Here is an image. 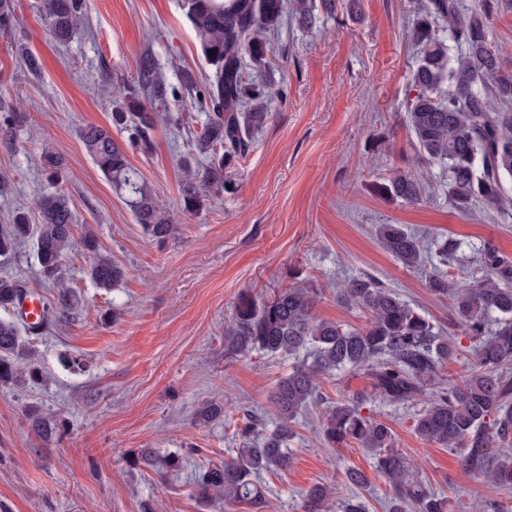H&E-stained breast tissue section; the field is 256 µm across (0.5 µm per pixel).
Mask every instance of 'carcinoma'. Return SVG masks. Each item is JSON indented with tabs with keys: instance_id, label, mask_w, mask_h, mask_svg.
Returning a JSON list of instances; mask_svg holds the SVG:
<instances>
[{
	"instance_id": "cac0c4a2",
	"label": "carcinoma",
	"mask_w": 512,
	"mask_h": 512,
	"mask_svg": "<svg viewBox=\"0 0 512 512\" xmlns=\"http://www.w3.org/2000/svg\"><path fill=\"white\" fill-rule=\"evenodd\" d=\"M38 10L58 43H66L83 22L82 0H37ZM202 56L212 77L198 84L193 71L180 73V86L198 95L205 110L191 145L204 163L186 167L180 186L183 209L199 210L205 192H223L229 182L224 171L246 158L255 133L270 119L277 94L269 76L249 77L245 61L266 69L273 54L270 36L285 16V0H181ZM503 0H481L464 8L462 0H416L410 42L418 48L405 101L406 127L415 157L378 183L381 194L416 204L426 187L413 166L438 165L447 174L448 200L463 216L481 204L512 223V70L503 67L492 48L490 21ZM330 17L339 11L357 12L356 0H320ZM292 14L306 25L316 22L312 0H293ZM17 22L14 0H0V31ZM135 85L114 91L112 126L128 133L141 154L154 152L155 132L166 118L169 89L155 55L146 50L136 62ZM80 141L116 193L151 240L162 244L177 225L154 189L132 167L124 146L108 128L87 125ZM42 174L58 183L66 176L65 157L46 146L40 156ZM39 221L15 211L0 228V256L33 239L43 279L56 288L46 304L43 321L63 315L77 305L65 284L63 262L75 248L89 256L87 275L98 288L109 290L124 278V269L101 250L95 231L88 227L75 240L77 224L72 202L63 192L38 204ZM377 237L384 249L407 268L419 265L425 245L401 224H381ZM482 279L467 284L435 271L427 287L453 302V326L473 344L461 382L445 384L442 365L458 353L457 338L369 275L350 280L344 301L369 313L362 328L320 320L314 312L316 293L290 286L257 300L242 295L224 329V354L230 358L258 352L294 356L313 349V359L302 361L280 380L274 393L279 425L266 431L251 415L237 431L242 447L222 465L202 467L195 474L199 496L208 501L247 503L261 512L264 495L255 483L262 472L284 470L292 462L289 441L292 422L321 400L318 379L336 371L362 373L372 380L373 397L391 403L422 401L414 432L424 441L460 454L463 470L494 488L512 487V257L491 243L478 251ZM26 287L22 281L0 278V308L15 306ZM21 331L14 320L0 319V384L39 378L33 364L24 370L15 362ZM366 399L352 395L328 403L320 419L325 440L332 446L358 443L369 450L377 470L388 482L389 512H448V500L438 496L417 475L407 458L394 448L392 430L363 413ZM224 416L218 404L200 407L196 418L210 423ZM32 430L43 440H60L65 421L33 413ZM186 456L159 455L147 448L128 458L129 466L178 471ZM330 492L317 485L305 495L306 512H326Z\"/></svg>"
}]
</instances>
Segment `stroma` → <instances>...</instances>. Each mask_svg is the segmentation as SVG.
I'll use <instances>...</instances> for the list:
<instances>
[{"label": "stroma", "instance_id": "stroma-1", "mask_svg": "<svg viewBox=\"0 0 512 512\" xmlns=\"http://www.w3.org/2000/svg\"><path fill=\"white\" fill-rule=\"evenodd\" d=\"M16 3L17 26L0 32V101L28 121L13 140L0 134V174L13 185L0 196V225L15 209L36 213L43 196L64 192L77 214L75 235L91 225L125 277L113 290L97 288L86 274L87 256L72 251L64 273L78 306L43 334L22 328L44 377L0 384V512H250L245 503L203 504L193 481L195 469L235 456V428L245 414L274 428L275 387L297 362L259 353L225 357L224 326L240 294L262 299L277 288L312 286L319 319L358 328L367 316L345 304L342 287L367 274L445 327L452 303L429 291L426 274L440 267L479 280L475 259L487 241L512 255V224L483 208L472 217L457 213L440 167H417L429 187L420 203L370 191L413 154L404 107L417 53L408 41L410 0H358L356 19L323 17L309 29L285 16L273 40L271 71L283 90L274 115L230 173L231 190L209 196L194 214L180 208V159L190 151L186 119L204 114L188 93L170 97L172 118L159 126L154 153H128L178 226L161 245L137 224L78 131L110 125V89L134 82L144 50L155 53L170 85L183 65L209 74L181 0H86L84 22L66 44L51 39L35 0ZM19 43L39 58V73L16 54ZM46 144L67 160L62 183L40 175ZM381 224L434 237L421 267H405L383 248L375 233ZM449 237L463 246L444 265L436 243ZM0 277L52 294L29 242L0 257ZM321 389L324 402L369 397L395 448L447 498L449 512L486 502L512 510V488L468 476L457 451L415 434L420 402L372 400L369 378L342 372L323 376ZM210 401L223 405L224 416L206 424L196 412ZM32 409L66 419L68 434L41 440L29 425ZM322 412V404L310 406L293 423L291 466L257 477L263 512H304V496L317 484L332 490L329 512L354 496L367 512H386L389 486L372 455L353 444L330 447L320 431ZM138 448L193 454L184 469L163 477L127 465L125 453ZM350 468L365 474L364 485L346 482Z\"/></svg>", "mask_w": 512, "mask_h": 512}]
</instances>
